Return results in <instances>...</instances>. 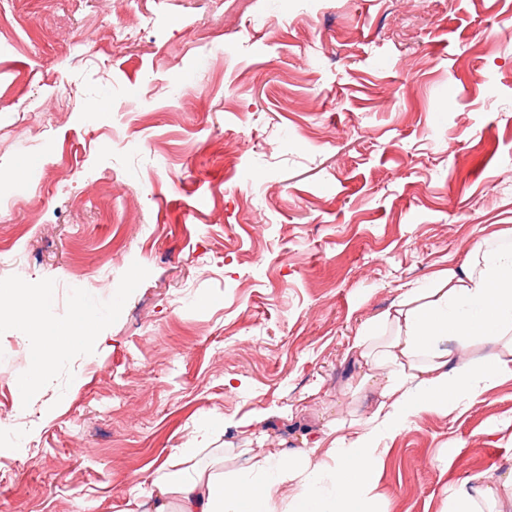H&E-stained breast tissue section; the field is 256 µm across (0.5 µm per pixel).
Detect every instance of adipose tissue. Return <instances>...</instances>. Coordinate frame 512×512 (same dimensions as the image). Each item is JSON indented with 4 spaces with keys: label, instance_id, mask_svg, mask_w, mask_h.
Instances as JSON below:
<instances>
[{
    "label": "adipose tissue",
    "instance_id": "1",
    "mask_svg": "<svg viewBox=\"0 0 512 512\" xmlns=\"http://www.w3.org/2000/svg\"><path fill=\"white\" fill-rule=\"evenodd\" d=\"M0 304L31 340L26 383L44 377L72 348L91 343L104 314L79 304L68 325H43L45 296L22 287L0 290ZM379 332L354 337L350 354L364 380L378 379L368 427L343 435L331 426L312 447L246 448L237 469L203 445L177 448L148 482L135 486L121 512H364L385 456L384 434L424 415H455L481 392L512 379V227L481 242L460 270H444L406 288L376 319ZM512 469L451 483L446 512H507Z\"/></svg>",
    "mask_w": 512,
    "mask_h": 512
}]
</instances>
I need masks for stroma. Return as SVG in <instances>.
Masks as SVG:
<instances>
[{
	"mask_svg": "<svg viewBox=\"0 0 512 512\" xmlns=\"http://www.w3.org/2000/svg\"><path fill=\"white\" fill-rule=\"evenodd\" d=\"M510 226L512 0H0V289L107 313L24 393L0 318V512H117L207 416L367 426L358 329ZM511 421L509 380L383 440L371 512L506 471Z\"/></svg>",
	"mask_w": 512,
	"mask_h": 512,
	"instance_id": "35a3bbf8",
	"label": "stroma"
}]
</instances>
